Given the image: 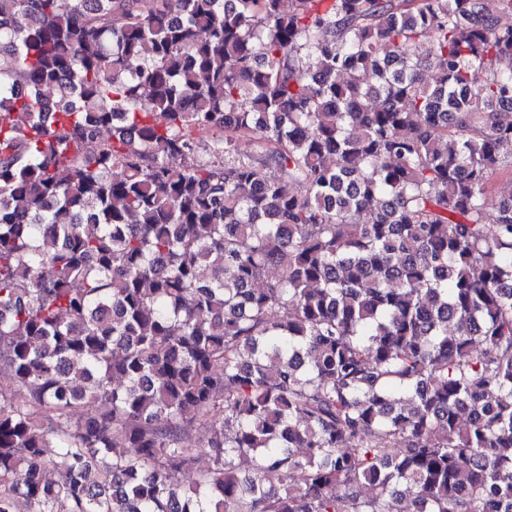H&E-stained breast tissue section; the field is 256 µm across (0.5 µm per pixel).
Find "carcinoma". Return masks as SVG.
<instances>
[{
	"mask_svg": "<svg viewBox=\"0 0 512 512\" xmlns=\"http://www.w3.org/2000/svg\"><path fill=\"white\" fill-rule=\"evenodd\" d=\"M225 2L0 0V512H512V0Z\"/></svg>",
	"mask_w": 512,
	"mask_h": 512,
	"instance_id": "cac0c4a2",
	"label": "carcinoma"
}]
</instances>
